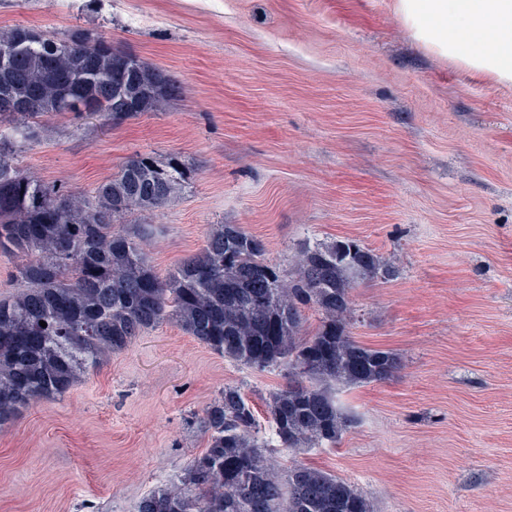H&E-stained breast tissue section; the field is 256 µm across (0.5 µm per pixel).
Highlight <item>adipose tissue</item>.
Masks as SVG:
<instances>
[{"label":"adipose tissue","mask_w":512,"mask_h":512,"mask_svg":"<svg viewBox=\"0 0 512 512\" xmlns=\"http://www.w3.org/2000/svg\"><path fill=\"white\" fill-rule=\"evenodd\" d=\"M433 48L499 83H512V0H396Z\"/></svg>","instance_id":"1"}]
</instances>
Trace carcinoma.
Masks as SVG:
<instances>
[{"mask_svg":"<svg viewBox=\"0 0 512 512\" xmlns=\"http://www.w3.org/2000/svg\"><path fill=\"white\" fill-rule=\"evenodd\" d=\"M26 31H0V47L19 49L13 64L0 65V102L11 104L0 108V253L19 259L18 290L0 297V426L34 403L64 396L108 355L173 322L228 360L288 371L289 383L266 399L269 442L257 436L241 387L225 385L200 418L206 448L175 481L143 496L136 512H371L361 492L323 470L295 464L279 476L263 449L275 442L301 453L338 443L353 420L336 407L332 387L382 382L401 367L397 354L347 333L354 284L395 278L394 263L351 239L316 241L303 246L296 275L287 278L264 257L261 240L237 224H215L197 256L159 274L143 248L149 225L126 218L161 207L189 185L192 169L181 157L135 154L89 200L26 176L18 156L39 140L45 117L111 124L114 109L127 104L133 111L124 120L164 110L180 86L140 57L114 84L62 85L51 71H80L68 42L92 44L97 71L108 78L119 50L103 37L43 32L27 39ZM34 87L41 88L37 99L29 98ZM59 203L60 220L52 223L47 214ZM305 306L322 315L312 334L303 330ZM321 348L331 360L313 357Z\"/></svg>","mask_w":512,"mask_h":512,"instance_id":"cac0c4a2","label":"carcinoma"}]
</instances>
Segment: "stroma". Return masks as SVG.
<instances>
[{
	"label": "stroma",
	"mask_w": 512,
	"mask_h": 512,
	"mask_svg": "<svg viewBox=\"0 0 512 512\" xmlns=\"http://www.w3.org/2000/svg\"><path fill=\"white\" fill-rule=\"evenodd\" d=\"M83 32L182 87L118 125L45 119L25 174L77 195L137 153L177 155L184 191L128 216L154 227L159 274L237 224L286 276L306 241L350 238L394 261L356 284L357 342L398 354L389 380L339 387L354 426L270 458L341 477L375 512H512V86L413 36L392 0H0V28ZM287 373L215 353L173 323L137 336L55 401L0 427V512H136L205 446L200 417Z\"/></svg>",
	"instance_id": "obj_1"
}]
</instances>
